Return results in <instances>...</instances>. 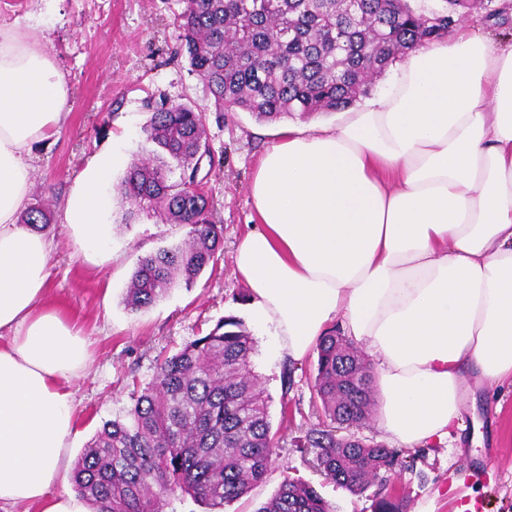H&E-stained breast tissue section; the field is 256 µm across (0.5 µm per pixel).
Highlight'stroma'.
<instances>
[{"instance_id": "stroma-1", "label": "stroma", "mask_w": 512, "mask_h": 512, "mask_svg": "<svg viewBox=\"0 0 512 512\" xmlns=\"http://www.w3.org/2000/svg\"><path fill=\"white\" fill-rule=\"evenodd\" d=\"M179 0H0V24L32 32L56 59L72 88V110L47 147L36 150L31 204L59 212L74 179L101 151L113 148L126 161L144 158V126L150 108L164 100L206 107L205 137L212 162L203 166L224 245L214 267L192 287L177 286L155 305L136 313L122 299L138 259L183 242L187 229L140 218L124 224L128 208L115 170L106 191L112 198L111 237L105 261L85 259L67 227L52 221L54 242L49 295L91 342L89 370L73 390L76 431L68 454L78 458L104 421L121 415L131 395L152 382L158 364L221 319L248 320L249 291L233 273L236 242L255 223L249 185L259 155L278 122H260L245 112L209 110L205 85L176 56ZM252 369L269 398L277 457L262 482L226 506L225 512H256L285 477L312 482L332 512H374L372 492L359 495L316 472L311 455L295 443L325 420L316 395V353L294 363V386L283 391L285 362L273 352L272 329H252ZM476 405L464 414V429L448 442L415 449L413 470L391 477L407 512H512V389L482 385Z\"/></svg>"}]
</instances>
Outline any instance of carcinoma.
I'll list each match as a JSON object with an SVG mask.
<instances>
[{"mask_svg":"<svg viewBox=\"0 0 512 512\" xmlns=\"http://www.w3.org/2000/svg\"><path fill=\"white\" fill-rule=\"evenodd\" d=\"M177 50L213 96L216 112H246L259 121L339 112L366 94L372 81L416 45L448 35L452 24L477 13L506 23L499 0H442L433 8L410 0H181ZM205 113L171 101L144 127L155 156L128 167L126 221L145 216L189 227L187 240L142 257L123 304L134 313L190 287L218 260L223 225L215 222L206 191L192 190L210 156ZM180 177H168L171 167ZM21 223L38 229L51 213L38 205ZM255 342L235 316L159 364L152 382L133 393L125 414L103 422L72 469L73 491L93 512H165L176 491L211 509L246 495L263 479L275 454L268 402L250 369ZM316 394L330 423L296 442L316 449L314 468L353 494L370 480L412 470L415 457L354 436L336 426L366 424L373 406L369 364L333 329L316 345ZM256 512H330L313 485L284 479ZM375 512H403L377 495Z\"/></svg>","mask_w":512,"mask_h":512,"instance_id":"cac0c4a2","label":"carcinoma"}]
</instances>
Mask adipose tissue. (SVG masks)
Returning <instances> with one entry per match:
<instances>
[{
  "instance_id": "obj_1",
  "label": "adipose tissue",
  "mask_w": 512,
  "mask_h": 512,
  "mask_svg": "<svg viewBox=\"0 0 512 512\" xmlns=\"http://www.w3.org/2000/svg\"><path fill=\"white\" fill-rule=\"evenodd\" d=\"M70 87L54 57L0 26V506L90 512L63 479L88 342L48 299L53 240L24 227L37 145ZM106 150L61 208L106 236ZM257 222L234 272L276 352L305 358L332 325L374 365L378 427L399 448L447 443L468 380L512 385V43L470 24L401 58L389 91L333 125L283 127L250 186Z\"/></svg>"
}]
</instances>
